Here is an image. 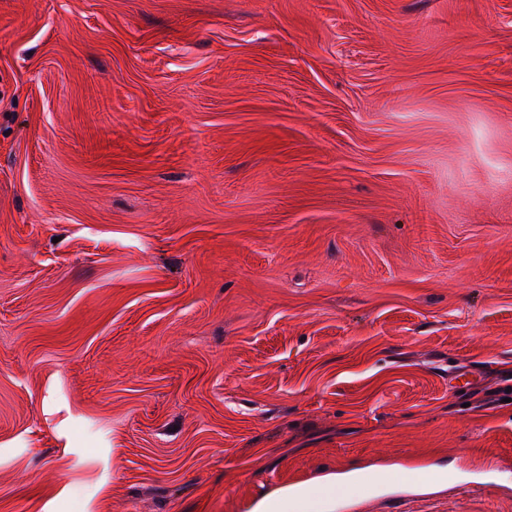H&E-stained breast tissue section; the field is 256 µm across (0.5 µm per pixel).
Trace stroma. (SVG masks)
<instances>
[{"instance_id":"35a3bbf8","label":"stroma","mask_w":512,"mask_h":512,"mask_svg":"<svg viewBox=\"0 0 512 512\" xmlns=\"http://www.w3.org/2000/svg\"><path fill=\"white\" fill-rule=\"evenodd\" d=\"M512 512V0H0V512ZM315 488H300L296 495L288 493V487L271 498L258 501L251 512H308L303 506H309L318 496Z\"/></svg>"}]
</instances>
